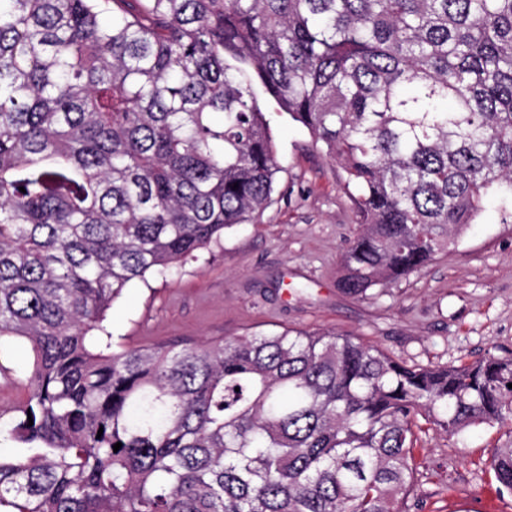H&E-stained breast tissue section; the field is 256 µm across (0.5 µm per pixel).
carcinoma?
<instances>
[{
    "instance_id": "obj_1",
    "label": "carcinoma",
    "mask_w": 512,
    "mask_h": 512,
    "mask_svg": "<svg viewBox=\"0 0 512 512\" xmlns=\"http://www.w3.org/2000/svg\"><path fill=\"white\" fill-rule=\"evenodd\" d=\"M259 85L355 189L344 294L490 195L512 221V0H0V340L33 355L0 512H407L422 424H512V357L289 329L112 350L132 282L270 205ZM489 468L512 493V440Z\"/></svg>"
}]
</instances>
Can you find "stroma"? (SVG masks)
Wrapping results in <instances>:
<instances>
[{"label": "stroma", "mask_w": 512, "mask_h": 512, "mask_svg": "<svg viewBox=\"0 0 512 512\" xmlns=\"http://www.w3.org/2000/svg\"><path fill=\"white\" fill-rule=\"evenodd\" d=\"M280 167L271 205L176 273L134 281L107 314L114 346L175 348L285 329L335 328L420 364L512 356V222L488 203L457 244L406 280L365 300L337 286L360 218L341 165L269 95ZM33 357L0 344V408L27 395ZM505 429L475 425L449 438L426 427L416 447L420 512H512L488 457Z\"/></svg>", "instance_id": "1"}]
</instances>
